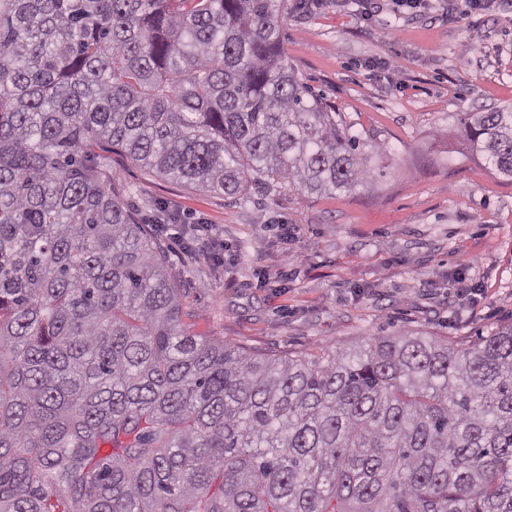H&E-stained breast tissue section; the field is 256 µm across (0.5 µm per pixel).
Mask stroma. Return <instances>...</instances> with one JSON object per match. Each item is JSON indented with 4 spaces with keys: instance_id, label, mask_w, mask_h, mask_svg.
Instances as JSON below:
<instances>
[{
    "instance_id": "obj_1",
    "label": "stroma",
    "mask_w": 512,
    "mask_h": 512,
    "mask_svg": "<svg viewBox=\"0 0 512 512\" xmlns=\"http://www.w3.org/2000/svg\"><path fill=\"white\" fill-rule=\"evenodd\" d=\"M279 22L301 81L393 154L351 193L257 187L232 203L101 144L133 216L213 228L206 257L163 240L193 333L297 355L407 330L473 343L512 323V181L448 135L451 113L512 103V0H282Z\"/></svg>"
}]
</instances>
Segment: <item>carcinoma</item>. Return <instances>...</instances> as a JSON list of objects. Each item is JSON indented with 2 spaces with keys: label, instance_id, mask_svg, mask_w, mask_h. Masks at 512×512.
<instances>
[{
  "label": "carcinoma",
  "instance_id": "obj_1",
  "mask_svg": "<svg viewBox=\"0 0 512 512\" xmlns=\"http://www.w3.org/2000/svg\"><path fill=\"white\" fill-rule=\"evenodd\" d=\"M278 12L0 0V512H512V324L288 357L195 336L98 163L235 200L383 174ZM452 118L512 180V106Z\"/></svg>",
  "mask_w": 512,
  "mask_h": 512
}]
</instances>
